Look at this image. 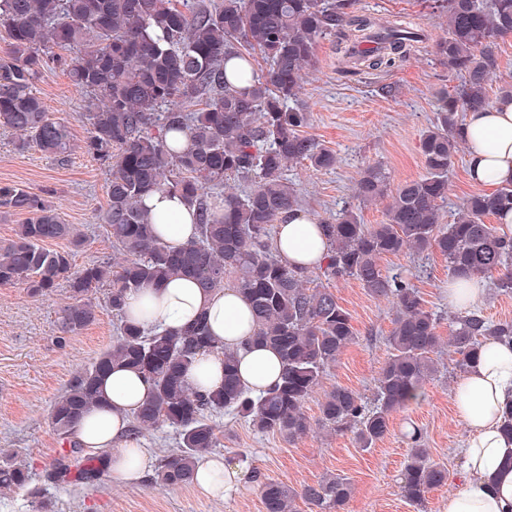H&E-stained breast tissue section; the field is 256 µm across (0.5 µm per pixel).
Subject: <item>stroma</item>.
<instances>
[{
  "label": "stroma",
  "instance_id": "35a3bbf8",
  "mask_svg": "<svg viewBox=\"0 0 512 512\" xmlns=\"http://www.w3.org/2000/svg\"><path fill=\"white\" fill-rule=\"evenodd\" d=\"M360 13L382 19H400L422 28L428 36L409 59L388 71L342 73L336 40L326 37L317 47V60L300 91L311 112L308 135L332 150L336 165L320 170L301 162L285 175L299 195L303 209L320 217L351 209L362 223L386 220L389 201L363 204L354 188L366 167L379 165L391 186L418 178L425 172L419 150L421 135L436 116L440 93L452 91L455 78L440 65L430 43L444 27L425 0H358ZM394 86L386 97L382 86ZM53 117L64 120L72 133L74 150L66 164L46 157L37 147L18 149L16 134L0 130V184H12L51 202L64 223L83 229L87 242L74 263L108 262L112 241L96 219L107 204L109 172L84 154L87 136L84 96L65 72L46 70L36 85ZM383 270L399 273L417 288L428 309L439 317L438 334L447 336L448 263L437 252L407 251L385 257ZM333 291L352 315L358 339L330 368L306 402L304 411L313 430L295 441L277 434H262L231 413L216 419L222 431L218 452L238 466L245 479L228 498L217 501L199 494L195 485L170 488L147 476L124 483L104 476L92 485H58L46 472L63 442L53 431L49 412L74 378L116 339V320L107 302V290L91 294L97 316L66 347H59L60 311L69 300L67 288L37 298L24 288L0 287V460L18 454L33 467L28 488L0 492V512H262L259 487L252 473L294 488L320 481L327 475L349 478L354 492L344 512H414L401 493V478L408 452L405 437L418 428L434 460L448 467V481L432 490L424 512H444L449 494L463 486L459 448L467 428L457 417L451 392L462 373L451 352H442L437 377L423 397L395 413L390 433L370 450H362L352 433L329 434L317 429L319 404L336 387H346L373 401L380 369L388 357L387 337L395 311L383 298L369 295L357 281L335 282Z\"/></svg>",
  "mask_w": 512,
  "mask_h": 512
}]
</instances>
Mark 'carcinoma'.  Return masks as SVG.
I'll use <instances>...</instances> for the list:
<instances>
[{
  "mask_svg": "<svg viewBox=\"0 0 512 512\" xmlns=\"http://www.w3.org/2000/svg\"><path fill=\"white\" fill-rule=\"evenodd\" d=\"M355 0H0V127L21 136L19 148L35 145L61 163L72 143L67 124L46 111L36 91L43 72L59 68L86 96L88 135L84 154L107 166V206L98 216L118 259L73 267L86 237L62 221L39 195L17 185H0V218L25 213L14 238L0 245V286L25 285L40 297L68 283L71 302L61 311L57 344L66 346L96 319L88 294L108 286V302L119 321L117 340L51 406L50 421L68 447L53 459L48 477L79 484L101 479L104 458L86 457L71 439L84 415L101 405L99 384L114 368H130L152 382L148 401L131 419L139 438L165 426L178 436L177 451L160 460L156 479L182 487L193 482L197 464L219 444L213 418L232 411L259 433L290 440L312 430L304 405L327 371L357 339L351 314L328 286L283 264L269 247L278 216L298 207L294 187L283 177L290 162L316 169L336 164V155L306 134L310 112L298 95L306 71L316 63L319 40L354 37L343 58L356 68H393L413 51L417 35L379 24L350 11ZM445 18V33L432 53L458 77L441 99L436 120L420 139L426 174L388 193V176L369 166L356 185L363 203L391 195L384 224H363L349 210L321 219L330 255L321 275L356 280L365 291L386 298L395 310L387 337L389 357L376 381L375 402L337 387L320 403L321 427L350 432L368 450L385 438L392 415L421 397L438 371V317L400 273L380 261L407 249L436 251L457 280L489 277L512 294V242L486 223L512 209V186L476 193L458 207L451 224L441 222L448 198V172L463 143V113L493 101L487 86L497 69L501 40L512 36V0H433ZM234 78L252 75L236 87ZM186 133L188 145H176ZM247 182L243 193L228 187ZM155 191L180 195L196 210L198 234L173 249L155 233L143 199ZM65 240L68 248L46 247ZM175 277L191 278L205 290L236 287L248 301L254 332L248 343L274 349L282 362L278 384L259 397L241 384L237 352L215 345L204 321L178 331H156L126 319L125 297ZM490 337L512 341V320L497 322L480 310L453 316L448 346L456 365L468 371ZM202 350L224 356V383L197 391L187 374ZM401 489L421 510L427 494L448 478L411 436ZM30 482L26 465L0 463V489ZM353 485L341 475L299 490L260 481L264 512H297L301 499L315 512H341Z\"/></svg>",
  "mask_w": 512,
  "mask_h": 512,
  "instance_id": "carcinoma-1",
  "label": "carcinoma"
}]
</instances>
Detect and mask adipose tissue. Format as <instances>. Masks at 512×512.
Listing matches in <instances>:
<instances>
[{
	"label": "adipose tissue",
	"mask_w": 512,
	"mask_h": 512,
	"mask_svg": "<svg viewBox=\"0 0 512 512\" xmlns=\"http://www.w3.org/2000/svg\"><path fill=\"white\" fill-rule=\"evenodd\" d=\"M463 128L470 181L481 188L511 185L512 97L467 113ZM143 204L170 246L181 247L194 239V211L179 196L154 192ZM270 246L293 269L317 268L330 254L318 215L302 209L279 217ZM126 310L131 318L161 329H178L206 314L217 341L238 349L240 378L252 392L272 386L281 374L274 350L246 346L254 324L235 287L206 291L193 280L174 278L131 293ZM151 390L150 382L137 371L113 370L101 383L103 406L85 415L74 431L75 441L88 454L108 455L113 478L127 483L141 481L154 469L152 453L129 431L132 413ZM452 401L468 427L460 450L465 483L460 492L449 495L445 512H512V439L502 431L503 412L512 403V343L487 341L478 363L456 383ZM242 478L237 466L215 453L197 466L194 485L202 496L221 500L240 486Z\"/></svg>",
	"instance_id": "obj_1"
}]
</instances>
